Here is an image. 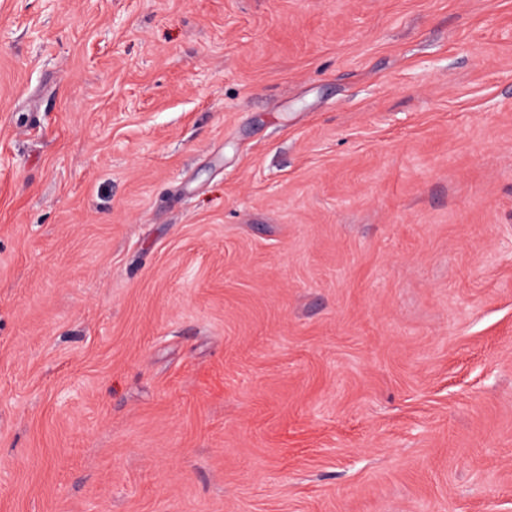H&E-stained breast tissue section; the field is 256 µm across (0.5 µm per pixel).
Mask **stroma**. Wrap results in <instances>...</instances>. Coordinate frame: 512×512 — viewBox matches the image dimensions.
Listing matches in <instances>:
<instances>
[{
    "label": "stroma",
    "instance_id": "1",
    "mask_svg": "<svg viewBox=\"0 0 512 512\" xmlns=\"http://www.w3.org/2000/svg\"><path fill=\"white\" fill-rule=\"evenodd\" d=\"M0 512H512V0H0Z\"/></svg>",
    "mask_w": 512,
    "mask_h": 512
}]
</instances>
